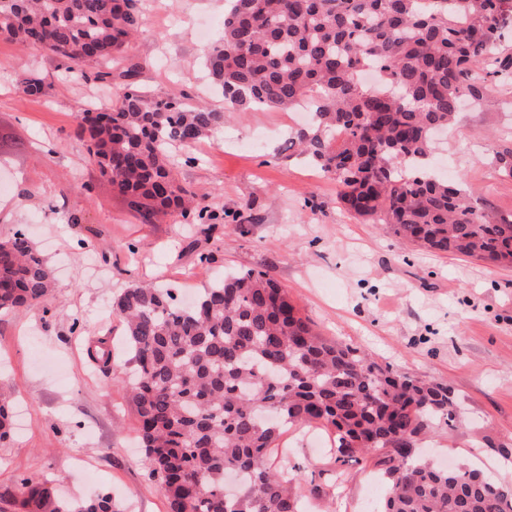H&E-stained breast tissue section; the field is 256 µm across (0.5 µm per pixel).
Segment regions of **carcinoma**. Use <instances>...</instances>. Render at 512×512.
<instances>
[{
  "instance_id": "cac0c4a2",
  "label": "carcinoma",
  "mask_w": 512,
  "mask_h": 512,
  "mask_svg": "<svg viewBox=\"0 0 512 512\" xmlns=\"http://www.w3.org/2000/svg\"><path fill=\"white\" fill-rule=\"evenodd\" d=\"M224 28L204 66L233 110L292 111L313 123L288 138L338 187L348 213L402 242L443 255L512 266V218L492 220L458 181L429 166L432 135L449 130L461 99L512 85L503 20L512 0H227ZM146 18L139 0H0V36L61 61L68 76L104 80ZM380 70L382 91L357 74ZM112 107L84 108L78 137L143 224L213 219L184 186L173 151H192L224 113L158 98L133 82ZM24 77L17 90L44 92ZM512 179V140L493 153ZM54 272L24 230L0 241V312L46 301ZM123 325L145 464L167 512H301L299 469L270 457L285 425L330 428L335 461L386 454L391 484L379 512H512V486L416 453L421 436L453 425L448 384L394 372L350 344L316 334L288 292L263 270L227 276L190 306L136 284L112 299ZM13 401L0 392V441ZM239 496L224 498L226 475ZM18 512H71L43 483L22 484ZM78 512H115L101 496Z\"/></svg>"
}]
</instances>
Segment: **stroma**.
<instances>
[{"label":"stroma","mask_w":512,"mask_h":512,"mask_svg":"<svg viewBox=\"0 0 512 512\" xmlns=\"http://www.w3.org/2000/svg\"><path fill=\"white\" fill-rule=\"evenodd\" d=\"M140 7L147 23L103 81L68 79L57 59L0 38V240L25 228L58 279L48 301L0 313V387L13 391L21 424L0 443V512H17L26 479L75 504L109 494L120 512H167L137 446L112 299L139 282L191 299L251 268L278 280L321 336L448 383L461 417L453 431L437 430L428 453L501 482L497 462L512 460V267L403 246L382 225L349 216L335 181L288 155L290 113L227 111L202 67L211 43L196 36L202 24L222 30L225 0ZM132 67L154 95L226 111L195 161L179 164L183 183L211 206L210 223H141L90 164L77 115L88 100H114ZM24 75L43 79L45 95L16 93ZM508 137L512 88L465 106L436 148L451 162L449 180L464 181L494 219L512 216V180L491 165ZM64 212L77 223H62ZM102 335L112 345L106 375L86 355ZM327 436L290 429L275 465L304 470L308 512H377L388 487L380 467L337 465Z\"/></svg>","instance_id":"obj_1"}]
</instances>
